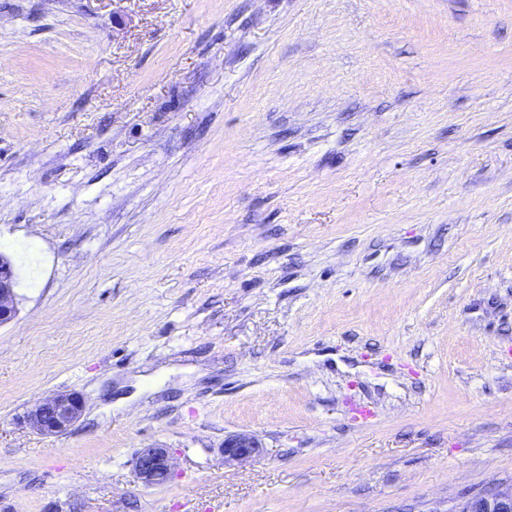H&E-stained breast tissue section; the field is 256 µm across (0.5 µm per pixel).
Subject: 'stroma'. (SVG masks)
I'll list each match as a JSON object with an SVG mask.
<instances>
[{
  "label": "stroma",
  "mask_w": 512,
  "mask_h": 512,
  "mask_svg": "<svg viewBox=\"0 0 512 512\" xmlns=\"http://www.w3.org/2000/svg\"><path fill=\"white\" fill-rule=\"evenodd\" d=\"M0 252V512L510 491L512 0H0ZM15 273L11 260L0 254V324L8 323L17 313ZM84 401L75 392H61L46 398L26 415L28 424L43 434L62 437L80 419ZM225 463L259 459L263 454L260 439L250 433H239L224 439ZM136 478L145 486L166 483L172 474V458L168 448L153 446L137 452L133 461Z\"/></svg>",
  "instance_id": "obj_1"
}]
</instances>
